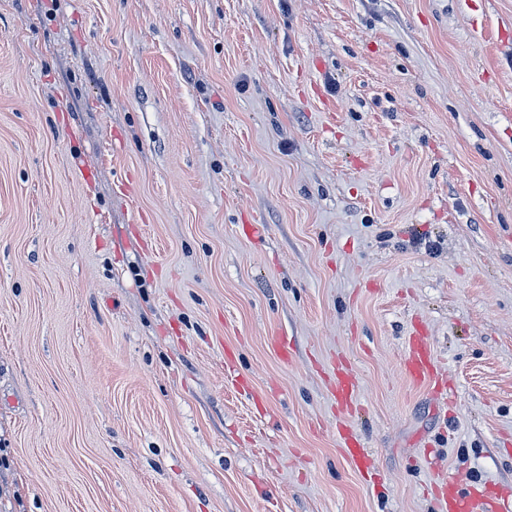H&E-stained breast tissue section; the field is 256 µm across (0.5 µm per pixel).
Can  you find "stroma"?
<instances>
[{"label":"stroma","mask_w":512,"mask_h":512,"mask_svg":"<svg viewBox=\"0 0 512 512\" xmlns=\"http://www.w3.org/2000/svg\"><path fill=\"white\" fill-rule=\"evenodd\" d=\"M451 473L512 487V0H0V512ZM402 371L405 378L432 393H440L444 380L433 360L430 343L426 336H410Z\"/></svg>","instance_id":"obj_1"}]
</instances>
